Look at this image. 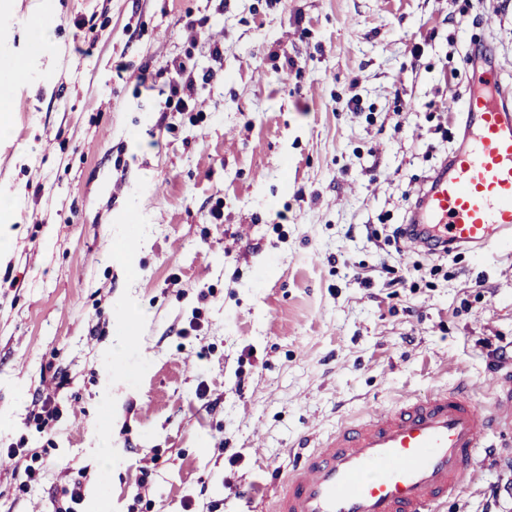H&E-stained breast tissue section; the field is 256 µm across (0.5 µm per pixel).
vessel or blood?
<instances>
[{
  "label": "vessel or blood",
  "instance_id": "vessel-or-blood-1",
  "mask_svg": "<svg viewBox=\"0 0 512 512\" xmlns=\"http://www.w3.org/2000/svg\"><path fill=\"white\" fill-rule=\"evenodd\" d=\"M465 69L463 140L417 201L411 249L429 237L448 249L512 250V90L490 43L470 46ZM494 432L512 436V366L495 372L491 401L463 381L342 423L292 463L272 512H435L478 478Z\"/></svg>",
  "mask_w": 512,
  "mask_h": 512
}]
</instances>
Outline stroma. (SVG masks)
Masks as SVG:
<instances>
[{
  "instance_id": "35a3bbf8",
  "label": "stroma",
  "mask_w": 512,
  "mask_h": 512,
  "mask_svg": "<svg viewBox=\"0 0 512 512\" xmlns=\"http://www.w3.org/2000/svg\"><path fill=\"white\" fill-rule=\"evenodd\" d=\"M0 136V512H268L289 451L512 354V253H397L512 0H50ZM206 76L180 107L179 68ZM146 244L115 246L130 222ZM134 328L136 341L125 340ZM150 476L135 489L141 465ZM512 447L440 512H512Z\"/></svg>"
}]
</instances>
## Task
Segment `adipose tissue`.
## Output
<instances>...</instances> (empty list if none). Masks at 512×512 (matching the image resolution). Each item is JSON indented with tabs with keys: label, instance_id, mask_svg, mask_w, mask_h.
I'll return each instance as SVG.
<instances>
[{
	"label": "adipose tissue",
	"instance_id": "obj_1",
	"mask_svg": "<svg viewBox=\"0 0 512 512\" xmlns=\"http://www.w3.org/2000/svg\"><path fill=\"white\" fill-rule=\"evenodd\" d=\"M35 20L28 26L27 53L22 57L7 56L0 60V109H5L14 87V79L31 72V64L43 58H52L54 40L50 34L48 12L42 0H37Z\"/></svg>",
	"mask_w": 512,
	"mask_h": 512
}]
</instances>
